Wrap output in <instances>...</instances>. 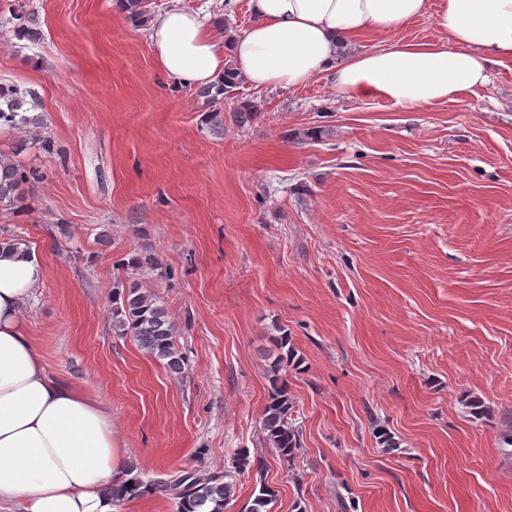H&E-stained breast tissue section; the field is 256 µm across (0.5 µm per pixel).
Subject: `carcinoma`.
<instances>
[{"instance_id":"carcinoma-1","label":"carcinoma","mask_w":512,"mask_h":512,"mask_svg":"<svg viewBox=\"0 0 512 512\" xmlns=\"http://www.w3.org/2000/svg\"><path fill=\"white\" fill-rule=\"evenodd\" d=\"M143 2L122 0L128 19L137 27H143L151 20V12ZM240 82L241 79L228 68L224 70V77L200 89L198 96L209 103H216ZM0 101L4 102L0 106V116L6 112H18L26 103L17 90L4 87H0ZM257 113L254 102L244 99L236 103L227 119L230 125L243 128L255 119ZM41 178L40 173L25 169L9 156L0 155V209L20 202L25 186ZM121 269H131L147 278L166 279L169 276L159 261L147 253L130 255L128 260L121 263ZM114 301L120 302V305L112 309V335L133 337L147 355L163 362L170 374L182 375L187 358L175 344V324L160 298L134 280L125 291L114 297ZM283 362L284 358L280 356L270 365V391L262 430L267 445L274 449L277 456L289 460L300 450L301 441L300 432L290 419L294 398L279 377ZM253 466L250 453L244 448L236 453L230 471L206 472L186 467L168 477L144 479L137 474L132 478V483L125 482L112 488V499L123 504L133 499L156 497L170 500L175 512H225L236 493L231 472L240 474ZM253 495L248 512H267L266 506L272 501L274 490L262 482Z\"/></svg>"}]
</instances>
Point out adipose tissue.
<instances>
[{
  "label": "adipose tissue",
  "instance_id": "ef3b65f1",
  "mask_svg": "<svg viewBox=\"0 0 512 512\" xmlns=\"http://www.w3.org/2000/svg\"><path fill=\"white\" fill-rule=\"evenodd\" d=\"M253 23L220 34L200 13L165 11L150 39L164 75L190 87L225 67L256 88L293 89L325 78L337 95L402 107L459 100L491 65L512 61V0H250ZM432 17L439 40L413 44L397 31ZM387 45L352 50L365 31ZM45 270L35 252L0 239V500L19 512H119L112 487L127 479L112 414L52 377L22 310Z\"/></svg>",
  "mask_w": 512,
  "mask_h": 512
}]
</instances>
